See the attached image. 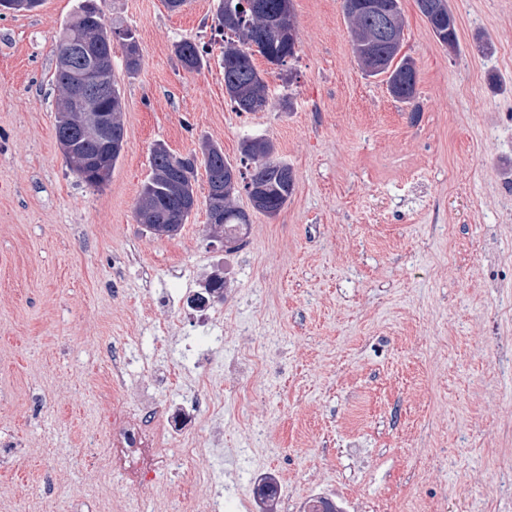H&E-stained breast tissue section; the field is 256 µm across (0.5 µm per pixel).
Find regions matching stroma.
<instances>
[{
	"label": "stroma",
	"instance_id": "35a3bbf8",
	"mask_svg": "<svg viewBox=\"0 0 512 512\" xmlns=\"http://www.w3.org/2000/svg\"><path fill=\"white\" fill-rule=\"evenodd\" d=\"M78 3L0 17V512H244L267 476L274 512H512V0H448L453 50L401 0L410 102L362 72L342 0H292L294 59H254L259 112L224 90L214 0H97L141 55L112 50L125 146L99 188L55 136ZM184 39L208 68L181 66ZM254 136L294 173L279 214L239 193L226 248L200 169L176 234L139 223L155 144L236 164ZM216 275L207 324L181 298ZM205 395L192 470L113 474V408Z\"/></svg>",
	"mask_w": 512,
	"mask_h": 512
}]
</instances>
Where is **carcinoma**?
I'll use <instances>...</instances> for the list:
<instances>
[{
  "label": "carcinoma",
  "mask_w": 512,
  "mask_h": 512,
  "mask_svg": "<svg viewBox=\"0 0 512 512\" xmlns=\"http://www.w3.org/2000/svg\"><path fill=\"white\" fill-rule=\"evenodd\" d=\"M89 0H80L77 13L62 28L57 45L55 82L58 90L56 137L66 130L77 128L86 122L81 113L70 111L67 98L70 91V75L64 67L66 48L89 37H96L104 52L112 50L114 35L119 34L125 41V66L135 72L140 66V54L135 34L130 29L119 30L106 25L100 12L88 5ZM248 3L247 8L237 6ZM284 14L287 27H294L290 0H218L216 20L218 30L224 33V50L221 65L224 69V89L231 101L243 112H258L267 105V83L253 63V56L261 55L268 63L284 66L295 56V46L284 36L277 22L279 14ZM435 37L450 49L457 47L456 30H448L447 0H437V12L424 14ZM351 23L352 52L363 72L370 76L387 73L388 84L394 98L410 101L414 98L417 85L415 62L406 55H399V48L377 42L371 44L369 53H364L362 44L369 39L375 26V17L361 11L349 13ZM175 53L182 67L189 72H199L209 65L207 51L190 40H182L175 45ZM100 82L111 94L96 103V107L116 113L112 133L117 139L124 138L125 130L121 114L123 99L113 69L98 71ZM241 155L245 169L233 165L224 157V150L218 144L204 143L202 164L204 166L208 192L207 201H212L211 192L220 188L215 182L216 175L226 176L237 172L240 188L247 195L263 189L271 215H277L287 204L294 186V175L288 164L273 158L274 145L265 138H246L241 143ZM122 151L112 149V139L78 137L74 139L71 155L66 158L67 166L89 187H101L108 178L101 171L112 173ZM152 175L141 191L140 204L143 210L160 208L158 218L145 219L149 228L161 234L176 232L190 214L188 201L195 198L194 183L189 176L195 175L196 158L176 157L161 144L151 153ZM238 188V189H240ZM238 189L230 186L224 192V223L213 228V233L224 235V239L234 240V229L250 223L245 211L234 205L233 198Z\"/></svg>",
  "instance_id": "obj_1"
}]
</instances>
